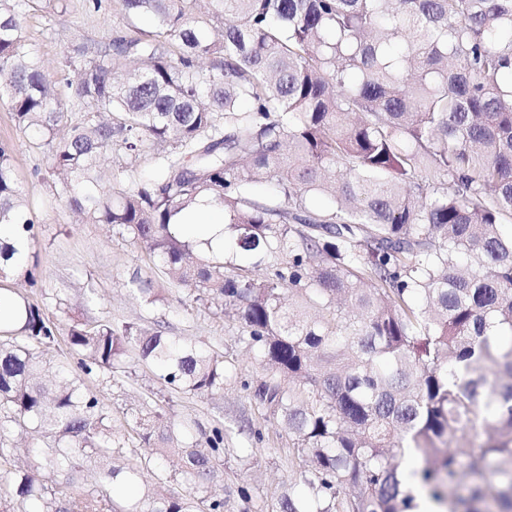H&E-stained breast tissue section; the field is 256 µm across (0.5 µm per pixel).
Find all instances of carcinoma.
Listing matches in <instances>:
<instances>
[{"label":"carcinoma","mask_w":512,"mask_h":512,"mask_svg":"<svg viewBox=\"0 0 512 512\" xmlns=\"http://www.w3.org/2000/svg\"><path fill=\"white\" fill-rule=\"evenodd\" d=\"M153 30L82 44L48 80L20 17L58 0H0V99L85 223L106 224L200 304L224 302L265 375L254 398L292 436L295 465L272 512H512V0H118ZM111 149L130 162L103 185ZM151 161L142 173L134 162ZM268 183L273 197L256 194ZM206 197L256 277L183 239ZM317 197L327 199L321 209ZM0 428L51 437L21 467L0 441L3 512H115L107 489L143 477L87 388L133 353L173 393L224 391V356L134 323L66 309L78 371L44 359L60 322L35 287L36 216L0 143ZM130 291L154 305L151 274ZM498 382L487 386L488 373ZM153 463L127 512H247L205 492L224 427L179 431L164 408L132 414ZM98 463L74 490L80 460Z\"/></svg>","instance_id":"carcinoma-1"}]
</instances>
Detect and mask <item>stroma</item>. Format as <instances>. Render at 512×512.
<instances>
[{
	"label": "stroma",
	"mask_w": 512,
	"mask_h": 512,
	"mask_svg": "<svg viewBox=\"0 0 512 512\" xmlns=\"http://www.w3.org/2000/svg\"><path fill=\"white\" fill-rule=\"evenodd\" d=\"M67 10L49 23L32 15L21 21L22 32L38 51L46 75L60 80L59 62L64 54L85 39L104 40L121 30L135 34L147 29V20L122 14L114 0H66ZM11 145L15 173L31 209L37 217L35 251L43 272V285L29 294L48 316L58 314L59 304L70 306L87 320L138 323L157 326L165 335L203 341L224 356V391L215 396L171 394L155 369L136 362L129 375L92 378L87 382L112 417L114 431L126 433V419L148 397L171 396L170 409L176 420L190 421L194 432L209 431L223 423L232 452L209 492L228 496L246 487L251 512H269L276 496L288 484L294 461L292 441L285 427L269 416L252 398L251 388L263 375L257 350L240 340L236 322L225 318L214 304L202 305L178 291L167 292L163 301L149 306L125 289L134 271L147 260L129 241L113 235L102 224L78 222L66 195H53L51 179L37 177L43 167L41 154L31 150L16 128L8 105L0 100V143ZM95 288L98 300L82 302L87 288Z\"/></svg>",
	"instance_id": "obj_1"
}]
</instances>
